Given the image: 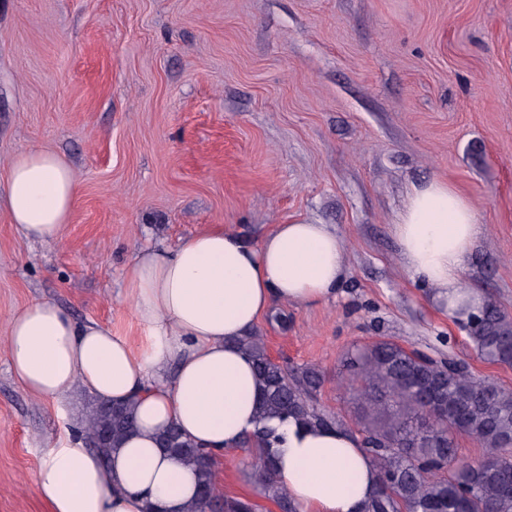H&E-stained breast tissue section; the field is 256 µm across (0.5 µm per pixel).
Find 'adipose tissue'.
I'll return each instance as SVG.
<instances>
[{"instance_id": "adipose-tissue-1", "label": "adipose tissue", "mask_w": 512, "mask_h": 512, "mask_svg": "<svg viewBox=\"0 0 512 512\" xmlns=\"http://www.w3.org/2000/svg\"><path fill=\"white\" fill-rule=\"evenodd\" d=\"M78 192L59 155L17 156L0 204L26 238L60 240ZM405 267L434 290L436 305L459 318L480 294L461 273L480 233L476 212L439 181L414 189L393 227ZM345 246L327 224H279L257 244L221 228L185 237L170 251L146 248L124 268V299L138 337L80 323L48 301L14 314L0 349L32 396L64 401L75 387L115 403L134 401L137 427L103 464L81 436L53 443L34 485L49 512H185L194 500L193 467L162 455L156 436L177 425L222 456L257 421L260 389L237 341L273 302L316 304L345 279ZM300 512H362L378 474L358 437L340 428L288 425L276 466Z\"/></svg>"}]
</instances>
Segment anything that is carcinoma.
I'll return each mask as SVG.
<instances>
[{
	"label": "carcinoma",
	"instance_id": "carcinoma-1",
	"mask_svg": "<svg viewBox=\"0 0 512 512\" xmlns=\"http://www.w3.org/2000/svg\"><path fill=\"white\" fill-rule=\"evenodd\" d=\"M462 328L483 360L512 365L511 315L486 303ZM238 344L253 361L260 385L258 425L241 443L256 454L253 482L282 512H299L276 477L283 436L270 422L350 426L319 407V369L275 361L256 331ZM451 362L385 339L347 353L350 391L363 407L356 424L379 471L378 491L365 512H512V389L466 368L455 370ZM134 427V408H115L110 401H96L81 419L83 435L106 463ZM456 433L483 448L482 460L458 458ZM157 445L162 454L195 467L200 491L188 512H257L252 500L218 492L214 457L178 427L164 428Z\"/></svg>",
	"mask_w": 512,
	"mask_h": 512
}]
</instances>
